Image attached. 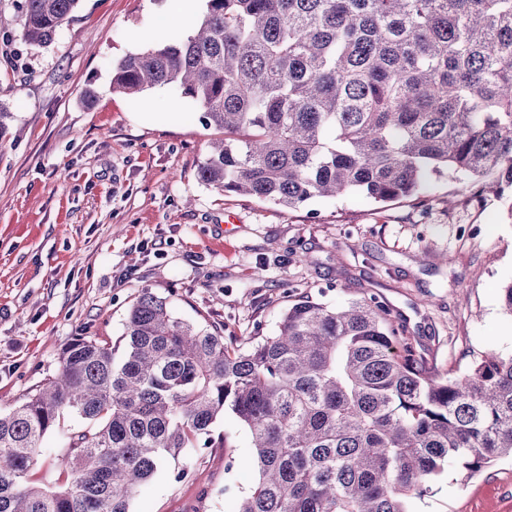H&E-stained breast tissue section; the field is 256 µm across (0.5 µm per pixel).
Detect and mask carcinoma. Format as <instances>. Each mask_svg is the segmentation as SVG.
I'll return each mask as SVG.
<instances>
[{
	"label": "carcinoma",
	"mask_w": 512,
	"mask_h": 512,
	"mask_svg": "<svg viewBox=\"0 0 512 512\" xmlns=\"http://www.w3.org/2000/svg\"><path fill=\"white\" fill-rule=\"evenodd\" d=\"M79 0H22L51 44ZM167 85L218 133L202 183L288 210L361 193L415 197L448 172L512 189V0H206L197 32L131 53L112 89ZM127 345L77 338L56 372L0 412V512H131L169 457L226 416L259 470L233 512H408L452 463L512 457V353L464 375L428 368L374 295L299 300L276 333L224 342L141 290ZM67 419L64 481L25 484Z\"/></svg>",
	"instance_id": "1"
}]
</instances>
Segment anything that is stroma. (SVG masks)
Here are the masks:
<instances>
[{"label":"stroma","mask_w":512,"mask_h":512,"mask_svg":"<svg viewBox=\"0 0 512 512\" xmlns=\"http://www.w3.org/2000/svg\"><path fill=\"white\" fill-rule=\"evenodd\" d=\"M21 0L0 30V402L53 374L63 349L92 337L123 354L141 289L174 314L219 323L224 339L271 336L295 300L368 295L390 308L429 365L460 376L512 352V199L486 191L447 207L458 182L431 179L417 199L354 196L286 211L200 182L215 132L168 86L131 97L112 64L186 35L169 0H79L54 41L21 38ZM239 218L225 230L224 215ZM132 500V512H232L258 470L246 429L214 427ZM186 479L175 480L178 470ZM409 512H512V458L472 478L448 467Z\"/></svg>","instance_id":"obj_1"}]
</instances>
